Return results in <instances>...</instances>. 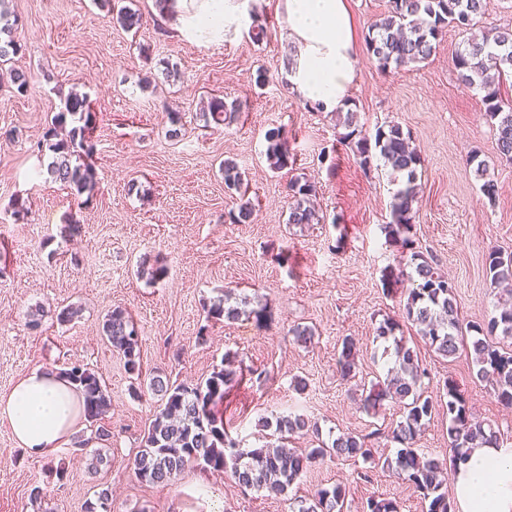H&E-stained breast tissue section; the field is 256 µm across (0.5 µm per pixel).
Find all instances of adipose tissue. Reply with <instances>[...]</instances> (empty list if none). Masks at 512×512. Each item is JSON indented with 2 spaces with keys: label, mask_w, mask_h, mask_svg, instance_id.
Masks as SVG:
<instances>
[{
  "label": "adipose tissue",
  "mask_w": 512,
  "mask_h": 512,
  "mask_svg": "<svg viewBox=\"0 0 512 512\" xmlns=\"http://www.w3.org/2000/svg\"><path fill=\"white\" fill-rule=\"evenodd\" d=\"M281 6L285 34L295 50L290 93L327 112L343 109L358 64L348 0H281ZM164 14L180 34L210 44L221 43L244 19L242 0H167ZM77 404L63 375L36 369L0 396V420L30 454L50 457L74 433ZM451 491L461 512H512V448L473 449L459 462Z\"/></svg>",
  "instance_id": "adipose-tissue-1"
}]
</instances>
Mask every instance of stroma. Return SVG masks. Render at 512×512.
Wrapping results in <instances>:
<instances>
[{
    "label": "stroma",
    "instance_id": "stroma-1",
    "mask_svg": "<svg viewBox=\"0 0 512 512\" xmlns=\"http://www.w3.org/2000/svg\"><path fill=\"white\" fill-rule=\"evenodd\" d=\"M24 44L16 66L30 79L26 93L0 88V394L35 368L83 364L99 377L111 406V460L89 473L90 450L71 445L53 457L29 455L0 422V512H84L99 486L112 493L111 512H295L296 498L344 483L347 512H363L366 500H397L400 512H427L428 504L385 465L395 443L380 440L379 457L314 464L288 493L242 491L224 472L189 464L173 485L141 483L127 466L149 423L161 409L159 396L128 375L102 335L108 311L126 309L141 339L144 377L196 384L237 353L251 374L231 388L217 410L232 424L242 448L264 443L261 419L294 410L319 422L320 435L295 437V448H312L346 432L368 433L395 425L403 407L386 400L376 416L358 407L354 383L336 374L343 337H354L359 379L386 372L394 358L374 340L380 322L398 321L400 333L421 355L423 384L437 395L454 380L475 417L498 427L512 442V411L497 403L490 386L476 379L468 350L446 360L417 336L404 318V284L385 288L386 267L406 263L408 253L386 241L380 227L391 220L394 195L404 183L389 167L363 172L340 145L346 128L335 112L308 109L288 91L284 64L290 44L279 0H246L268 24L261 43L249 25L222 43L203 45L170 26L150 22L125 31L97 0H10ZM465 39L448 29L435 53L397 72L381 73L367 52L347 102L356 125L374 136L384 122L409 131L422 165L413 233L417 249L436 261L455 286L462 322L494 315L499 290L486 269L487 249L512 252V163L500 158L496 131L476 92L456 79L451 58ZM178 71L166 78V68ZM265 68L271 80L257 88L250 77ZM153 72L154 84L141 78ZM88 96L98 113L96 186L86 203L74 190L47 176L49 151H38L69 93ZM240 106L231 125H209L199 112L211 95ZM179 112L178 137H170L168 111ZM282 128L295 152L293 167L271 171L264 156L268 129ZM13 131L6 139L4 131ZM337 151L321 159L324 146ZM479 155L497 183L485 198L466 160ZM235 160L246 174L253 205L251 223L234 224V207L220 164ZM315 182L324 223L287 224L291 177ZM137 182L138 192L128 189ZM22 198L26 220H15L11 203ZM82 226L67 237L69 220ZM163 264L156 284L137 275L139 263ZM266 307L269 326L254 317L211 320L207 309L224 291ZM78 311L58 323L56 311ZM45 309L38 328L29 322ZM309 326L315 335L297 342L290 329ZM266 380H256V372ZM307 384L294 389L295 380ZM371 468V481L358 471ZM64 469L65 482L55 472ZM40 484L43 503L29 489Z\"/></svg>",
    "mask_w": 512,
    "mask_h": 512
}]
</instances>
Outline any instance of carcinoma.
<instances>
[{"instance_id": "cac0c4a2", "label": "carcinoma", "mask_w": 512, "mask_h": 512, "mask_svg": "<svg viewBox=\"0 0 512 512\" xmlns=\"http://www.w3.org/2000/svg\"><path fill=\"white\" fill-rule=\"evenodd\" d=\"M389 8L373 21L365 34V49L382 72L404 69L423 62L435 52L437 42L448 27L467 33L463 50L457 52L451 64L457 81L481 95L484 112L495 125L497 146L501 158L512 162V101L501 94L504 80L512 76V28L502 27L493 31L478 27L480 19L489 14L492 0H388ZM116 21L127 30H138L144 24L140 10L128 6L116 13ZM13 24L0 26V71L12 57L23 52V45L16 36ZM240 107L212 97L207 103L205 116L215 123L230 125L239 118ZM71 127L63 137L50 130L46 132V145L53 153L48 165L52 179L69 186L81 195L95 187L93 156L97 145L94 139L96 112L87 96L70 93L64 99V108L56 117L57 126L63 128L67 119ZM353 114L348 112L344 126L350 132L341 142L350 145L355 162L369 172L374 159L381 157L391 170L406 176V183L395 194L393 220L382 225L390 242L411 252V271L387 268L383 282H396L408 278L413 288L408 292L404 311L407 321L416 327L417 335L429 344L432 351L444 358L455 357L460 347H468L475 376L489 380L497 402L505 409H512V305L503 304L496 315L485 323H469L462 327L458 318L455 295L448 277L433 260L415 250L413 228L416 218L417 171L421 157L412 146L410 135L397 123L376 129L368 138L351 128ZM265 157L269 167L280 171L293 164L295 155L283 129L277 127L265 133ZM468 162L476 164L474 172L482 181L480 190L484 197L493 200L497 184L490 176L488 166L477 156ZM224 185L239 194L240 203L229 212L234 224L251 221L253 210L250 201L244 200V173L232 159L222 165ZM317 193L316 184L296 177L288 183V223L293 225L319 224L324 216L310 204ZM486 263L491 283L512 294V253L490 248ZM232 294L208 308V317L234 321L242 313L241 306L231 305ZM399 324L389 318L376 328L374 341H393L394 366L386 374L376 377L370 387L362 388L360 405L368 413H376L382 402L391 398L403 404L402 420L389 429H376L366 434L344 433L331 443L320 441L314 448L298 450L288 447L295 435H319L317 422L290 412L265 419L262 427L271 431L274 441L259 448L243 451L239 441L224 424V417L215 411L218 403L231 387L244 378L243 372L231 368L235 357L224 355V363L214 368L205 381L195 385L175 384L160 376L150 379V390L164 401L163 408L155 415L142 438L141 450L128 462L140 482L167 486L190 463L201 468L230 474L235 484L243 490L260 491L264 488L285 494L303 477L312 464L329 460L362 459L374 462L377 440L387 437L399 445L394 461L387 462L398 478L414 492L428 501L427 512H454V505L445 490L448 467L466 459L471 448L500 447L504 438L492 424L477 419L468 406L464 394L452 380H444L438 399L425 394L421 358L408 341L395 336ZM102 333L115 351L123 358L125 370L136 377L142 376L140 341L134 320L121 308H113L102 324ZM358 349L353 339L342 340L336 358V374L345 382L354 380L358 371ZM74 386L82 401L85 419L95 427L88 437L74 438L76 448L85 449L93 441L100 447L93 450L91 470L110 461L107 443L112 438L110 425L103 422L109 409L110 398L102 389L98 376L89 368L75 364L60 371ZM445 399L448 414V456L427 455L417 448L425 422L430 420L440 399ZM349 489L337 484L330 489H319L310 498L297 500V512H344ZM112 501L111 491L102 488L96 492V501L88 502L86 512H108ZM365 512H399L397 502L385 498L369 497Z\"/></svg>"}]
</instances>
